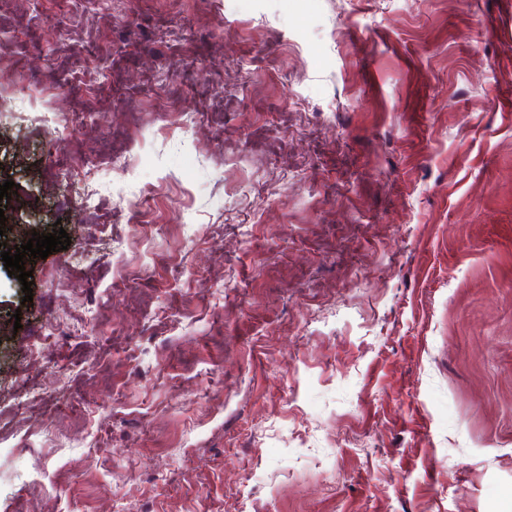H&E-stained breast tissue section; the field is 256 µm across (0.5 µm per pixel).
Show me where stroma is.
<instances>
[{"label":"stroma","instance_id":"35a3bbf8","mask_svg":"<svg viewBox=\"0 0 512 512\" xmlns=\"http://www.w3.org/2000/svg\"><path fill=\"white\" fill-rule=\"evenodd\" d=\"M1 95L71 244L0 264V512H512V0H0Z\"/></svg>","mask_w":512,"mask_h":512}]
</instances>
